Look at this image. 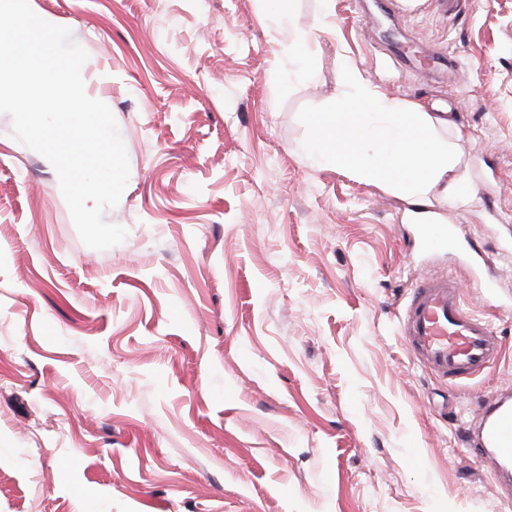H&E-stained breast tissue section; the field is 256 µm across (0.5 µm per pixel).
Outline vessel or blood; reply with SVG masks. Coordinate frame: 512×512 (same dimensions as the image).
<instances>
[{
	"instance_id": "vessel-or-blood-1",
	"label": "vessel or blood",
	"mask_w": 512,
	"mask_h": 512,
	"mask_svg": "<svg viewBox=\"0 0 512 512\" xmlns=\"http://www.w3.org/2000/svg\"><path fill=\"white\" fill-rule=\"evenodd\" d=\"M400 335L406 348L438 379L454 384L489 368L501 352L491 324L463 305L457 281L418 280L404 307ZM470 451L487 461L502 498L512 499V392L488 398L466 424Z\"/></svg>"
}]
</instances>
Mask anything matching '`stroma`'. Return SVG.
Wrapping results in <instances>:
<instances>
[{"mask_svg": "<svg viewBox=\"0 0 512 512\" xmlns=\"http://www.w3.org/2000/svg\"><path fill=\"white\" fill-rule=\"evenodd\" d=\"M88 54L129 160L81 240L51 163L0 114V512H512L462 421L512 390V0H30ZM316 42L314 70L291 43ZM452 112L470 186L427 245L382 183L313 164L346 69ZM449 274L501 338L450 385L399 336Z\"/></svg>", "mask_w": 512, "mask_h": 512, "instance_id": "1", "label": "stroma"}]
</instances>
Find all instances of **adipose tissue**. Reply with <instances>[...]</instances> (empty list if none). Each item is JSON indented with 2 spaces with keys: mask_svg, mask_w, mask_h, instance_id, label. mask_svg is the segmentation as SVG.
<instances>
[{
  "mask_svg": "<svg viewBox=\"0 0 512 512\" xmlns=\"http://www.w3.org/2000/svg\"><path fill=\"white\" fill-rule=\"evenodd\" d=\"M347 79L350 93L313 115L306 153L382 182L407 202L412 223H432L434 200L453 204L468 192L453 146L441 137L453 121L447 113L387 98L356 71Z\"/></svg>",
  "mask_w": 512,
  "mask_h": 512,
  "instance_id": "adipose-tissue-1",
  "label": "adipose tissue"
}]
</instances>
